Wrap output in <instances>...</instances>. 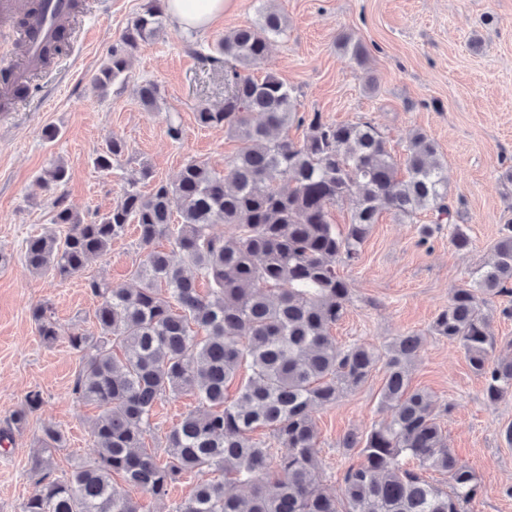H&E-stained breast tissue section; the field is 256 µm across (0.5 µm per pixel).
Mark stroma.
Listing matches in <instances>:
<instances>
[{
    "mask_svg": "<svg viewBox=\"0 0 512 512\" xmlns=\"http://www.w3.org/2000/svg\"><path fill=\"white\" fill-rule=\"evenodd\" d=\"M66 53L41 73L23 101L0 102V427L25 395L39 390L41 408L0 450V512H22L35 485L27 477L29 458L43 427L60 429L64 448L54 452L56 474L69 472L96 453L91 426L98 411L78 400L73 386L83 354L70 345V331L93 328L95 298L85 280L139 287L134 271L144 251L135 228L114 239L91 260L82 276L61 280L31 272L22 247L26 238L66 225L53 221L56 201L84 220L96 219L120 199L129 180L149 191L153 182L173 180L189 160L217 170L237 149L223 128L203 127L196 110L224 100V75L206 61L224 34L252 24L262 0H228L224 14L204 33L166 25L136 53L125 83L106 92L91 79L107 53L148 0H80ZM288 19L254 74H271L296 91L299 112H319L337 123L371 121L402 158L411 133H425L437 146L448 171V202L470 235V249H456L449 227L421 241L428 223L397 221L385 213L373 225L362 260L349 270L352 305L333 330L343 343L386 345L414 332L424 338L411 367L413 387L430 393L451 451L475 473L482 493L469 512H512V444L503 432L512 425V394L491 403L484 384L463 352L432 334L436 315L454 288L471 283L491 256L503 224L512 221V183L502 172L512 166V0H272ZM349 34L369 50L358 68L336 48ZM377 79L368 93L366 75ZM152 82L160 91L156 108L144 107L136 85ZM180 124L172 139L169 122ZM56 129L47 139L45 129ZM127 145L111 171L93 165L110 136ZM62 162L67 179L57 190L38 178L52 161ZM149 179H142V169ZM49 303L62 334L43 340L32 318ZM383 369L335 406L315 413L319 476L333 493L356 453H345L343 439L364 434L384 419L379 407ZM195 403L187 394L167 395L156 407V429L148 440L161 448L167 433Z\"/></svg>",
    "mask_w": 512,
    "mask_h": 512,
    "instance_id": "35a3bbf8",
    "label": "stroma"
}]
</instances>
